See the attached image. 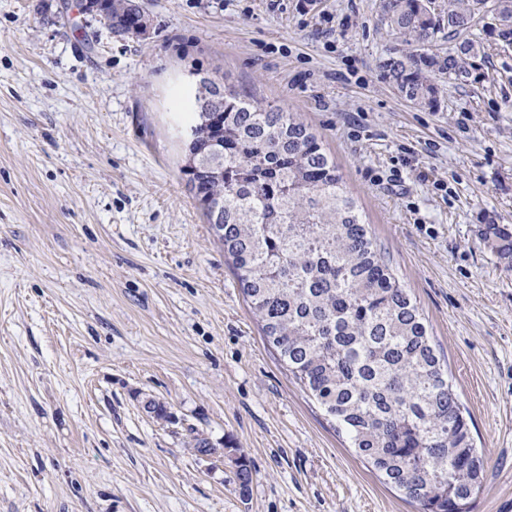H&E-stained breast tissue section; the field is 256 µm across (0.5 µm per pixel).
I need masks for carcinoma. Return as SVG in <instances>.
<instances>
[{
	"label": "carcinoma",
	"mask_w": 512,
	"mask_h": 512,
	"mask_svg": "<svg viewBox=\"0 0 512 512\" xmlns=\"http://www.w3.org/2000/svg\"><path fill=\"white\" fill-rule=\"evenodd\" d=\"M485 0H452L448 26L421 0H381L380 22L407 51L383 62L384 78L408 101L438 107L437 76L457 73L483 46L464 36ZM115 36L138 34L135 0H94ZM498 36L512 41V0H494ZM452 55L429 52L439 33ZM183 172L210 224L223 225L224 258L288 371L344 431L383 482L421 512H472L486 456L475 446L448 377L443 349L411 292L393 274L363 222L334 159L300 116L235 87ZM224 144V181L214 180L208 142ZM484 245L512 260V227L488 224ZM239 489L252 481L236 459Z\"/></svg>",
	"instance_id": "cac0c4a2"
}]
</instances>
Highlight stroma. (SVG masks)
<instances>
[{"label": "stroma", "mask_w": 512, "mask_h": 512, "mask_svg": "<svg viewBox=\"0 0 512 512\" xmlns=\"http://www.w3.org/2000/svg\"><path fill=\"white\" fill-rule=\"evenodd\" d=\"M136 2L145 32L118 37L80 0H0V512H418L226 263L182 171L174 98L197 72L321 137L486 452L473 512H512V264L481 239L512 225V45L491 15L432 110L382 76L403 44L380 0Z\"/></svg>", "instance_id": "35a3bbf8"}]
</instances>
